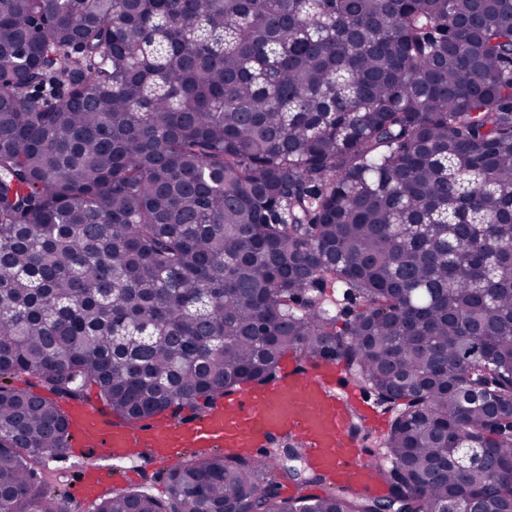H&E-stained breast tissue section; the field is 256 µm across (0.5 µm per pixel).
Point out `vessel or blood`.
<instances>
[{"label": "vessel or blood", "mask_w": 512, "mask_h": 512, "mask_svg": "<svg viewBox=\"0 0 512 512\" xmlns=\"http://www.w3.org/2000/svg\"><path fill=\"white\" fill-rule=\"evenodd\" d=\"M361 400L357 387L339 367L323 361L313 375L290 368L277 382L228 394L206 415L184 424L161 420L145 428L112 425L105 421L97 400L88 398L69 412L71 444L89 459L102 448L117 458L148 453L164 470L189 450L235 448L263 459L269 437L289 433L306 445L312 468L372 494L382 485L374 461L348 438V409ZM134 480L130 471L109 474L88 469L69 477L67 484L89 504L104 486Z\"/></svg>", "instance_id": "1"}]
</instances>
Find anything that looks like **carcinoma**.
<instances>
[{
	"label": "carcinoma",
	"mask_w": 512,
	"mask_h": 512,
	"mask_svg": "<svg viewBox=\"0 0 512 512\" xmlns=\"http://www.w3.org/2000/svg\"><path fill=\"white\" fill-rule=\"evenodd\" d=\"M79 39L85 51L70 54ZM63 78L51 103L22 73ZM358 304L343 328L326 289ZM290 349L394 412L388 490L301 477L265 512H512V0H0V502L94 387L126 426L263 385ZM34 380L31 389L11 381ZM263 464L201 451L168 498L237 512Z\"/></svg>",
	"instance_id": "obj_1"
}]
</instances>
